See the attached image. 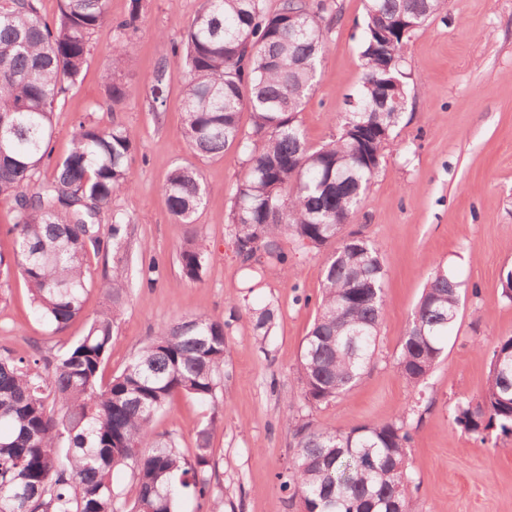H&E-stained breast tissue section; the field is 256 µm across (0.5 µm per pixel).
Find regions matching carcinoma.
Here are the masks:
<instances>
[{
    "label": "carcinoma",
    "mask_w": 512,
    "mask_h": 512,
    "mask_svg": "<svg viewBox=\"0 0 512 512\" xmlns=\"http://www.w3.org/2000/svg\"><path fill=\"white\" fill-rule=\"evenodd\" d=\"M39 2L0 0V197L14 202L13 265L28 284L35 312L55 334L83 316L91 287L87 254L112 252L113 272L102 288L108 304L62 352L0 355V512H179L185 494L206 499L215 491L208 474L213 424L198 431L190 455L174 438L155 436L150 424L176 393L218 402L225 323L204 316L174 320L103 380L113 329L128 300V228L114 215L105 230L99 217L129 187L135 135L120 123L102 129L81 120L52 178H39L56 104L78 81L92 34L111 21L109 0H62L51 26ZM445 6L446 0H365L356 105H348L338 133L320 146L308 143L299 112L329 33L324 4L280 0L270 11L266 0H202L180 40L188 148L215 159L235 145L245 155L230 221L236 245L258 247L242 256L243 287H254L262 263L285 262L284 235L318 250L333 246L298 364L312 408L343 396L368 370L384 309L387 271L378 246L343 234L380 165L368 161L371 146L354 129H376L384 151L403 114L393 105L379 109L386 80L406 83L402 44L381 53L372 47L374 30L400 19L421 30ZM290 14L296 22H288ZM140 16V0H133L115 29L135 31ZM163 79L161 69L149 100L154 111L165 105ZM104 82L112 110L132 95L110 68ZM244 111L251 116L247 132L240 125ZM164 192L171 215L189 226L180 258L184 277L193 281L206 263L195 215L207 187L197 168L178 165ZM462 288L443 267L428 280L401 339L397 372L408 384L425 382L439 363ZM253 321L266 336L274 312L266 306ZM487 355L484 390L452 409L455 426L483 442L512 436V336ZM288 425L295 454L278 477L305 512H425L411 490L412 434L405 417L346 430L310 417H290ZM122 467L137 475L130 505L112 485V472Z\"/></svg>",
    "instance_id": "carcinoma-1"
}]
</instances>
